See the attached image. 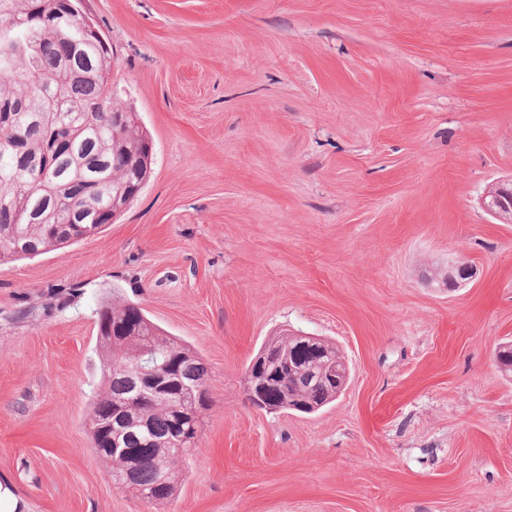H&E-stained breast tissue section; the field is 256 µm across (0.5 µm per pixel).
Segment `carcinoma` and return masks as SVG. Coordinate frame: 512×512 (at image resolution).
I'll return each instance as SVG.
<instances>
[{"label":"carcinoma","mask_w":512,"mask_h":512,"mask_svg":"<svg viewBox=\"0 0 512 512\" xmlns=\"http://www.w3.org/2000/svg\"><path fill=\"white\" fill-rule=\"evenodd\" d=\"M78 0H0V262L61 248L82 234L110 224L112 196L149 174L152 143L134 112L112 97V48L85 34L71 13ZM71 148L48 153L53 127ZM99 326L112 327V346H98L105 387L89 415L92 448L115 436L136 458V476L116 485L149 504L174 499L180 480L163 466L167 456L183 462L198 438L167 441L179 409L193 406L192 388L208 367L190 348L161 332L143 309L115 295L97 311ZM265 344L288 352L305 367L316 353L281 333ZM150 351L171 364L178 389L169 401L131 402V376L124 366ZM308 375L275 379L265 398L282 411L310 414L289 403ZM347 382L328 377L312 389L317 409L336 401Z\"/></svg>","instance_id":"1"}]
</instances>
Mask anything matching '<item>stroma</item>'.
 Segmentation results:
<instances>
[{
	"label": "stroma",
	"mask_w": 512,
	"mask_h": 512,
	"mask_svg": "<svg viewBox=\"0 0 512 512\" xmlns=\"http://www.w3.org/2000/svg\"><path fill=\"white\" fill-rule=\"evenodd\" d=\"M153 146L99 233L0 263V483L22 512H512V0H84ZM477 268L449 289L452 259ZM119 292L207 364L173 502L91 447L97 310ZM350 380L253 409L281 330ZM482 205L500 224H512V188L505 182L491 183L482 198Z\"/></svg>",
	"instance_id": "1"
}]
</instances>
